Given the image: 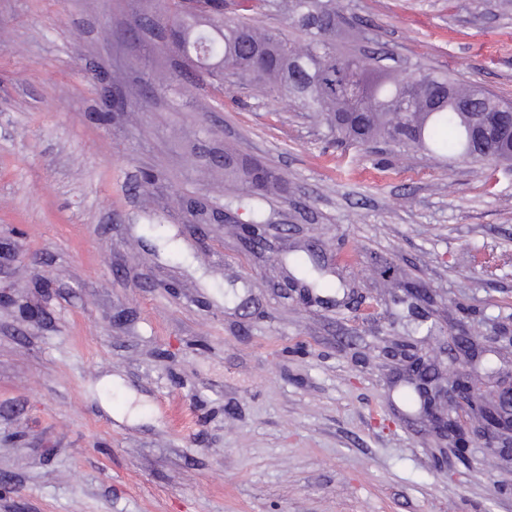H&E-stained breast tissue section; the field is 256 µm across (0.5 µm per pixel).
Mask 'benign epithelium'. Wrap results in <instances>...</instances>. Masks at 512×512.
I'll use <instances>...</instances> for the list:
<instances>
[{
	"mask_svg": "<svg viewBox=\"0 0 512 512\" xmlns=\"http://www.w3.org/2000/svg\"><path fill=\"white\" fill-rule=\"evenodd\" d=\"M503 112L486 110L474 134L490 136L503 123ZM456 359L464 360L466 368L445 382L436 379L442 360L428 359L413 344L402 341L388 350V355L402 362L404 379L415 386L424 401L423 413L436 432L454 442H464L465 428L459 417L448 412L452 407L473 417L478 425L475 432L484 447L512 457V375L500 382L496 394H482V374L476 357L484 342L476 336H454Z\"/></svg>",
	"mask_w": 512,
	"mask_h": 512,
	"instance_id": "obj_1",
	"label": "benign epithelium"
}]
</instances>
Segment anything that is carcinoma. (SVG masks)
Segmentation results:
<instances>
[{"label":"carcinoma","instance_id":"1","mask_svg":"<svg viewBox=\"0 0 512 512\" xmlns=\"http://www.w3.org/2000/svg\"><path fill=\"white\" fill-rule=\"evenodd\" d=\"M286 2L295 38L255 25L250 0H242L234 18L224 17V0H163L156 23L166 29L186 66L216 92L223 90L224 73L230 71L266 97H294L342 139L359 144L382 140L465 162H512L511 134L476 149L469 118L448 104L432 106L430 100L438 90L449 89L459 98H475L476 112L512 104L481 86H464L420 66L398 75L378 70L368 55L336 49V32L347 24L336 0ZM404 94L412 104L400 111L392 103ZM399 125L413 135L395 140L391 131ZM224 175L242 185L238 201L250 207L252 223H264L257 203L278 194L276 174L226 152Z\"/></svg>","mask_w":512,"mask_h":512}]
</instances>
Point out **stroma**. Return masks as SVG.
<instances>
[{
  "label": "stroma",
  "mask_w": 512,
  "mask_h": 512,
  "mask_svg": "<svg viewBox=\"0 0 512 512\" xmlns=\"http://www.w3.org/2000/svg\"><path fill=\"white\" fill-rule=\"evenodd\" d=\"M338 49L512 102V0H337ZM161 0H0V512H512V471L414 420L392 343L495 336L512 163L338 142L183 76ZM128 102L114 111V96ZM282 178L268 248L224 151ZM426 288L429 302L411 295Z\"/></svg>",
  "instance_id": "1"
}]
</instances>
